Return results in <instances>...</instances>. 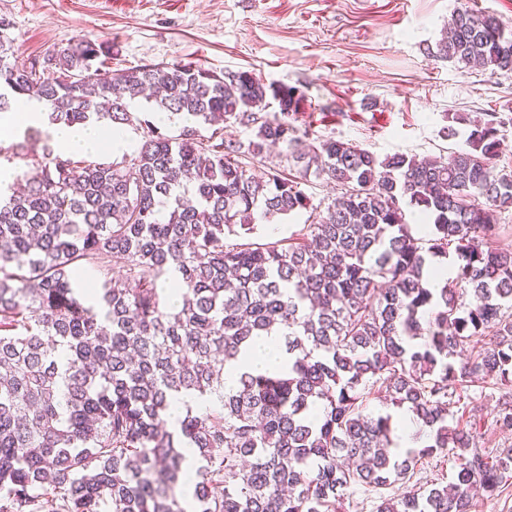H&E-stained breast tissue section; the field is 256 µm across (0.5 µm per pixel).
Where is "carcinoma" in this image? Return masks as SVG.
I'll use <instances>...</instances> for the list:
<instances>
[{"label":"carcinoma","instance_id":"1","mask_svg":"<svg viewBox=\"0 0 512 512\" xmlns=\"http://www.w3.org/2000/svg\"><path fill=\"white\" fill-rule=\"evenodd\" d=\"M12 27L0 16V113L26 96L50 126L121 131L149 94L189 126L168 136L141 119V143L111 162L57 153L42 126L11 147L22 157L36 140L43 157L0 197V512H186L185 446L204 461L194 512H337L361 488L396 489L376 512H476L475 490L501 491L512 449L479 452L461 417L464 389L492 384L504 391L492 428L512 433V247L496 244L512 170L495 164L499 113L448 116L469 132L447 158L381 159L309 141L288 121L296 90L251 72L114 70L112 46L87 38L21 61ZM434 57L512 72V28L460 7ZM235 125L253 139H224ZM278 144L296 175H253L248 161ZM311 174L339 187L322 211L301 188ZM301 211L311 222L286 241L225 242ZM451 252L452 275L427 287V262ZM88 267L102 290L82 287ZM275 332L288 369L243 372L224 392V366ZM373 395L410 412L426 445L394 453V414L367 410ZM186 397L209 403L186 405L171 430L166 413ZM436 455L454 458L452 481L410 484Z\"/></svg>","mask_w":512,"mask_h":512}]
</instances>
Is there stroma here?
Listing matches in <instances>:
<instances>
[{
	"instance_id": "stroma-1",
	"label": "stroma",
	"mask_w": 512,
	"mask_h": 512,
	"mask_svg": "<svg viewBox=\"0 0 512 512\" xmlns=\"http://www.w3.org/2000/svg\"><path fill=\"white\" fill-rule=\"evenodd\" d=\"M512 26V0H0L19 58L78 38L111 40L121 68L191 62L249 71L297 89L298 126L377 156L419 158L463 148L451 112L512 117V72L465 68L428 55L460 3ZM481 453L512 448L490 429L500 391L471 388Z\"/></svg>"
}]
</instances>
